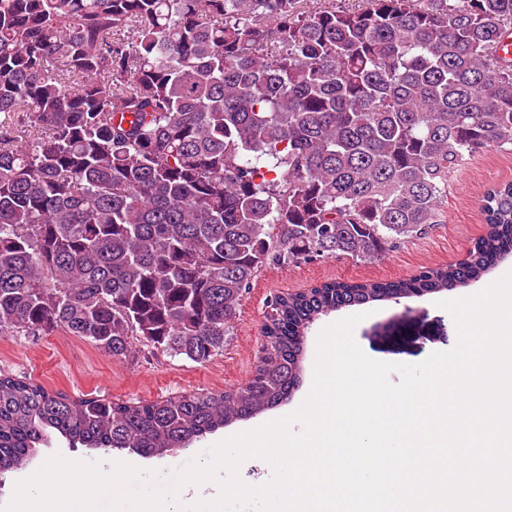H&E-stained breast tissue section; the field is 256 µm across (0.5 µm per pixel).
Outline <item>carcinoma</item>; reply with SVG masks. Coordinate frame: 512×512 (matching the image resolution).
<instances>
[{
	"label": "carcinoma",
	"instance_id": "cac0c4a2",
	"mask_svg": "<svg viewBox=\"0 0 512 512\" xmlns=\"http://www.w3.org/2000/svg\"><path fill=\"white\" fill-rule=\"evenodd\" d=\"M511 35L512 0H0V333L211 361L268 262L376 259L512 145ZM481 212L459 264L276 296L240 387L127 403L0 375V475L56 433L153 457L278 406L319 315L512 256V181Z\"/></svg>",
	"mask_w": 512,
	"mask_h": 512
}]
</instances>
